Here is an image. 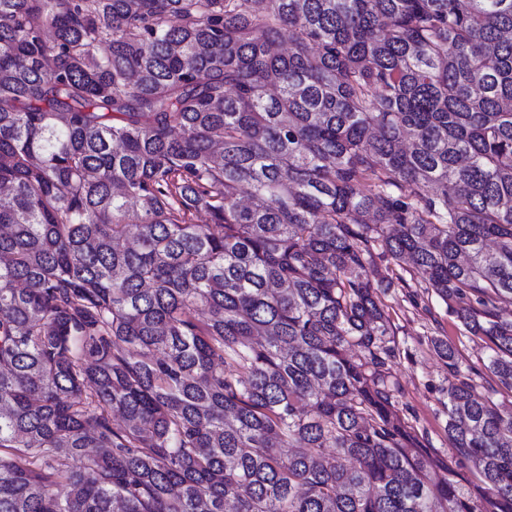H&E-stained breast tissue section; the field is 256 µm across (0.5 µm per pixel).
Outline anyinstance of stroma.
<instances>
[{
  "label": "stroma",
  "instance_id": "35a3bbf8",
  "mask_svg": "<svg viewBox=\"0 0 512 512\" xmlns=\"http://www.w3.org/2000/svg\"><path fill=\"white\" fill-rule=\"evenodd\" d=\"M403 270L393 261L377 260L367 270L368 278L386 285L384 302L394 330L397 353L388 365L398 383L399 417L414 427L424 449L430 471L450 468L452 477L464 488L478 491V474L471 463L458 461L448 446L444 430V404L448 400V365L432 347L437 336L455 344L463 370L469 372L480 392L492 393L496 402L512 404V390L491 379L485 368L488 350L485 341L467 333L449 311L416 280L400 284Z\"/></svg>",
  "mask_w": 512,
  "mask_h": 512
}]
</instances>
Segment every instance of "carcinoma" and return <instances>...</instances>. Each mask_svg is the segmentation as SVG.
Segmentation results:
<instances>
[{"label": "carcinoma", "mask_w": 512, "mask_h": 512, "mask_svg": "<svg viewBox=\"0 0 512 512\" xmlns=\"http://www.w3.org/2000/svg\"><path fill=\"white\" fill-rule=\"evenodd\" d=\"M0 188V512H512V405L433 339L480 490L426 471L365 277L512 389V0H0Z\"/></svg>", "instance_id": "carcinoma-1"}]
</instances>
